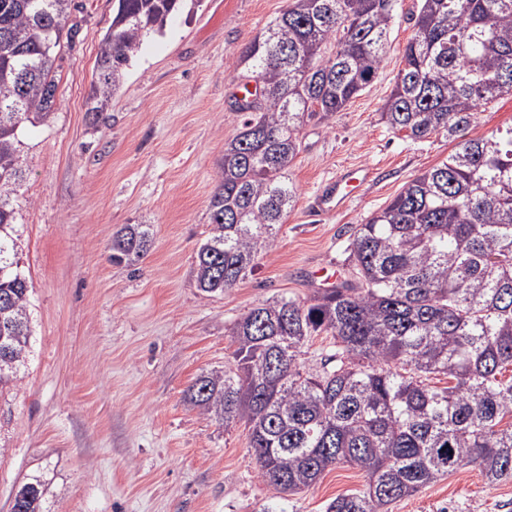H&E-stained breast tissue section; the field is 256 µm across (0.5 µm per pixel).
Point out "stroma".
<instances>
[{"mask_svg": "<svg viewBox=\"0 0 512 512\" xmlns=\"http://www.w3.org/2000/svg\"><path fill=\"white\" fill-rule=\"evenodd\" d=\"M78 32L61 62L50 126L28 133L22 265L33 283L34 336L18 387L0 396V512L35 470L52 480L53 512H323L364 489L351 467L282 495L258 477L244 423L223 426L184 392L223 370L230 329L254 305L306 300L347 273L357 225L384 208L455 144L393 131L380 108L403 66L421 0H397L375 80L329 123L310 120L288 168L297 190L276 246L221 294L200 291L193 261L209 234L208 203L225 143L244 118L234 104L249 73L240 51L289 0H201L146 38L108 118L92 125L86 100L112 0H78ZM370 179L343 210H313L320 185L345 168ZM148 224L134 266L109 260L112 237ZM512 512V481L488 484L469 466L402 499L391 512Z\"/></svg>", "mask_w": 512, "mask_h": 512, "instance_id": "35a3bbf8", "label": "stroma"}]
</instances>
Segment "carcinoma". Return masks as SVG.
Masks as SVG:
<instances>
[{"label": "carcinoma", "instance_id": "1", "mask_svg": "<svg viewBox=\"0 0 512 512\" xmlns=\"http://www.w3.org/2000/svg\"><path fill=\"white\" fill-rule=\"evenodd\" d=\"M404 68L382 106L413 139L444 133L448 159L414 177L357 226L350 278L309 300L252 307L231 327L233 361L186 390L203 413L249 428L258 477L279 493L315 486L338 465L365 488L325 512H390L457 470L487 483L512 479V127L467 137L483 105L512 94V0H421ZM395 0H291L235 64L261 83L242 100L239 132L224 144L210 197V231L195 280L222 293L275 244L297 194L288 165L305 120L325 122L376 77ZM198 0H113L86 102L104 120L144 38ZM74 0H0V396L29 357L32 282L21 265V205L28 127L55 115L56 60L77 33ZM147 224H127L110 258L147 253ZM330 336L334 353L310 372L301 348ZM448 385L430 384L433 376ZM49 482L19 484L12 512H47Z\"/></svg>", "mask_w": 512, "mask_h": 512}]
</instances>
